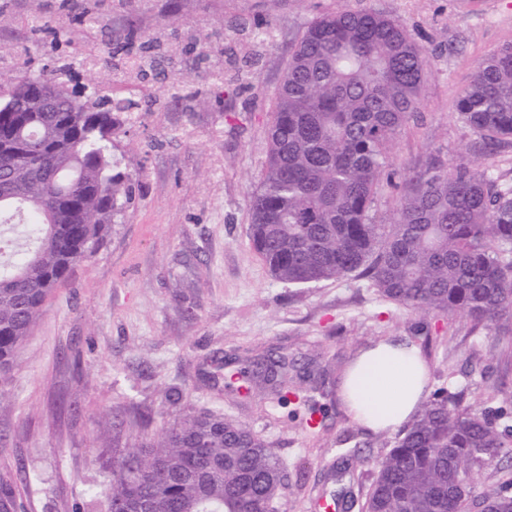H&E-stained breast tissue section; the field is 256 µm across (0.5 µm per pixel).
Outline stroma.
<instances>
[{"instance_id":"1","label":"stroma","mask_w":512,"mask_h":512,"mask_svg":"<svg viewBox=\"0 0 512 512\" xmlns=\"http://www.w3.org/2000/svg\"><path fill=\"white\" fill-rule=\"evenodd\" d=\"M0 6L9 16L0 84L24 68L66 64L76 83L155 101L112 137L116 155L139 160L130 204L98 252L54 290L0 398V479L14 483L26 512H101L86 488L105 480L113 449L156 438L166 422L202 408L270 444L288 475L279 512L365 495L393 433L367 431L326 388L303 384L302 399L285 404L261 385L248 396L228 387L223 356L270 346L337 383L362 349L407 339L425 348L429 390L463 387L474 407L512 415L501 355L512 333L422 315L353 275L276 280L249 238L272 97L291 44L321 15L382 13L428 53L419 109L394 140L390 175L374 195V223H390L407 174L435 161H474L512 185V145L479 153L456 112L479 63L512 41V0H98L87 17L62 0ZM127 28L134 47L108 54L109 32ZM188 82L204 104L187 96Z\"/></svg>"}]
</instances>
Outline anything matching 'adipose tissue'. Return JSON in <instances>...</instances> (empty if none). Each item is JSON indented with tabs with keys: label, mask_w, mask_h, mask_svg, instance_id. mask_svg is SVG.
<instances>
[{
	"label": "adipose tissue",
	"mask_w": 512,
	"mask_h": 512,
	"mask_svg": "<svg viewBox=\"0 0 512 512\" xmlns=\"http://www.w3.org/2000/svg\"><path fill=\"white\" fill-rule=\"evenodd\" d=\"M428 367L406 339L361 350L348 366L341 396L355 420L377 433L410 421L427 397Z\"/></svg>",
	"instance_id": "adipose-tissue-1"
}]
</instances>
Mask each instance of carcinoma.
Instances as JSON below:
<instances>
[{
    "label": "carcinoma",
    "mask_w": 512,
    "mask_h": 512,
    "mask_svg": "<svg viewBox=\"0 0 512 512\" xmlns=\"http://www.w3.org/2000/svg\"><path fill=\"white\" fill-rule=\"evenodd\" d=\"M132 29L109 50L131 49ZM427 52L375 11L317 17L288 56L275 92L267 164L249 205L252 247L271 275L305 284L357 274L396 304L459 314L473 327L512 318V187L466 163L408 175L391 223L369 210L391 145L420 104ZM53 86L58 111L0 112V395L53 290L94 256L132 199L113 152L132 98L81 101L62 69L23 72ZM483 148L512 142V42L485 59L458 101ZM275 388L288 398V353ZM507 413L477 412L466 392L425 401L375 462L362 512H512V474L478 495L473 474L512 446ZM112 478L89 496L105 512H275L288 476L269 444L214 411L191 412L155 441L112 455ZM0 485V512H17Z\"/></svg>",
    "instance_id": "carcinoma-1"
}]
</instances>
